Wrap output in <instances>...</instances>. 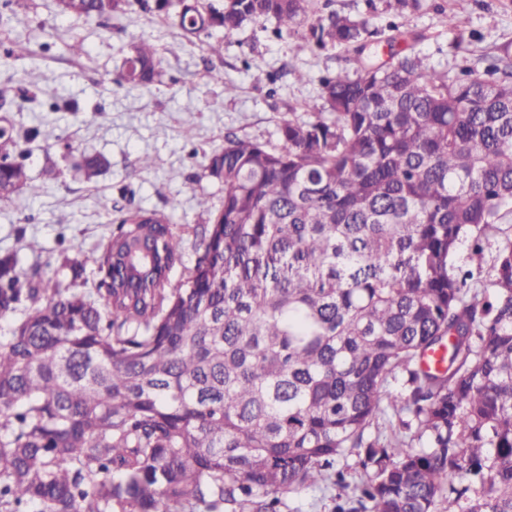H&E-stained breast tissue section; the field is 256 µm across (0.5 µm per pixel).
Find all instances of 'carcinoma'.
Returning a JSON list of instances; mask_svg holds the SVG:
<instances>
[{
	"instance_id": "obj_1",
	"label": "carcinoma",
	"mask_w": 512,
	"mask_h": 512,
	"mask_svg": "<svg viewBox=\"0 0 512 512\" xmlns=\"http://www.w3.org/2000/svg\"><path fill=\"white\" fill-rule=\"evenodd\" d=\"M127 0H59L108 19ZM310 0H154L185 37L273 20ZM402 21L371 30L336 12L307 42L353 53L320 79L321 115L284 118L279 143L227 135L184 286V237L140 209L121 221L87 291L18 270L0 253V512H512V53L482 71L428 68ZM403 47L387 60L368 51ZM35 59L0 41V66ZM154 46L131 43L118 87L160 81ZM0 126V201L27 189L20 139ZM108 161L87 156L92 180ZM495 249L482 287L449 264ZM448 348L446 365L423 358ZM402 379L403 391L390 390ZM364 478L347 479L348 458ZM199 239L191 237L190 242L186 245L180 262H176L169 272V281L171 285L183 284L187 277L188 268L192 267L197 257V248Z\"/></svg>"
}]
</instances>
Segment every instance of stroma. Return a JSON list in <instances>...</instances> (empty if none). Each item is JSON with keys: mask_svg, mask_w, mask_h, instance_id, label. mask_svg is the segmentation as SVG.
I'll return each instance as SVG.
<instances>
[{"mask_svg": "<svg viewBox=\"0 0 512 512\" xmlns=\"http://www.w3.org/2000/svg\"><path fill=\"white\" fill-rule=\"evenodd\" d=\"M13 9V32L29 36L36 49L34 63L17 65L14 85L38 100L9 118L40 130L26 161L34 183H44L50 165L62 175L39 196L0 201V253H16L23 273L86 290L97 282L102 247L126 213L154 210L176 225L207 223L201 201L217 209L224 200V182L208 165L225 136L276 144L282 117L307 120L310 106L319 104L321 75L355 68L344 47L307 48L306 27L273 36L271 20L189 41L137 0L106 22L62 14L56 0H15ZM309 10H333L379 28L399 19L395 0H311ZM446 14L457 17V27L443 24ZM409 23L421 36L425 64L454 76L466 67L483 69L500 47L512 45V0H421ZM139 38L155 45L163 79L146 88L116 87L112 77ZM76 39L85 52L74 58L66 45ZM213 39L224 42L221 56L208 51ZM212 68L223 71V83L209 78ZM228 84L233 93H225ZM52 93L63 104L76 102L78 111H49ZM95 153L110 166L89 182L77 166ZM73 242L78 251L70 250ZM67 255L80 264L79 279L63 268Z\"/></svg>", "mask_w": 512, "mask_h": 512, "instance_id": "obj_1", "label": "stroma"}]
</instances>
